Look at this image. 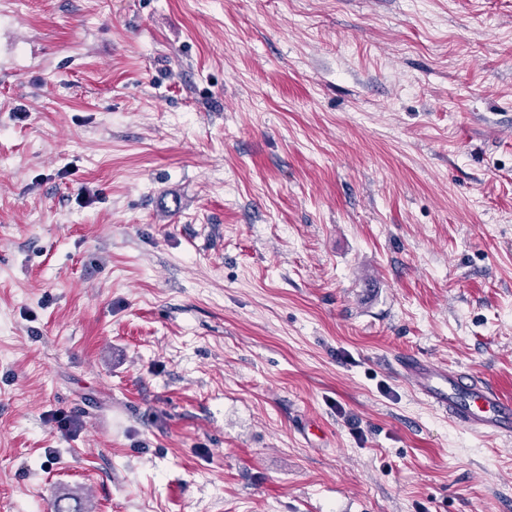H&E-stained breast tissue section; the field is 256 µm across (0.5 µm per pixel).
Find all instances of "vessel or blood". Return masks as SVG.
<instances>
[{
	"label": "vessel or blood",
	"instance_id": "vessel-or-blood-1",
	"mask_svg": "<svg viewBox=\"0 0 512 512\" xmlns=\"http://www.w3.org/2000/svg\"><path fill=\"white\" fill-rule=\"evenodd\" d=\"M403 377L449 421L472 434L512 437V401L467 372L418 357L400 364Z\"/></svg>",
	"mask_w": 512,
	"mask_h": 512
}]
</instances>
